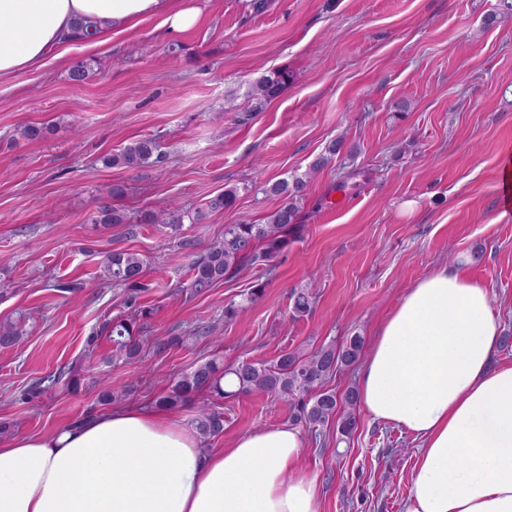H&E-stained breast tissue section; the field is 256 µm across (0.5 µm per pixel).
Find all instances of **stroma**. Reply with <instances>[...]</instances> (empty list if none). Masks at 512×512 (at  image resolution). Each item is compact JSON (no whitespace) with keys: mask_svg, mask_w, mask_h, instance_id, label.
<instances>
[{"mask_svg":"<svg viewBox=\"0 0 512 512\" xmlns=\"http://www.w3.org/2000/svg\"><path fill=\"white\" fill-rule=\"evenodd\" d=\"M186 2L200 17L183 32L149 18L107 48L74 43L61 59L0 79V320L28 318L24 340L0 347V441L110 411L106 380L135 383L121 403L144 407L212 358L270 364L354 335L373 342L407 288L476 252L464 272L494 296L512 333V208L498 190L512 146V17L484 25L499 0H266L260 12L251 0ZM89 59L92 75L71 81V66ZM278 69L291 75L287 90L249 112L250 80ZM26 125L43 136L21 138ZM142 137L155 140L159 162L103 166ZM339 137L340 155L310 173ZM306 173L301 234L271 262L187 297L192 262L225 225L262 223L281 204L264 185ZM115 185L124 193L113 199ZM231 187L234 205L204 223L175 231L140 221L164 201L201 209ZM107 202L131 224L93 223ZM119 251L145 259L136 289L103 281ZM306 285L314 307L293 316L290 292ZM258 286L262 297L248 301ZM232 303L245 309L228 320ZM143 309L141 360L112 361L106 325ZM68 368L77 387L43 384ZM216 406L224 431L211 448L291 421L267 394ZM358 419L345 439L332 421L303 432L324 512H403L418 442Z\"/></svg>","mask_w":512,"mask_h":512,"instance_id":"35a3bbf8","label":"stroma"}]
</instances>
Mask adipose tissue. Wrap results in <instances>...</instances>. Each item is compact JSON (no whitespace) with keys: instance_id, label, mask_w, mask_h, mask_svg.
Returning a JSON list of instances; mask_svg holds the SVG:
<instances>
[{"instance_id":"1","label":"adipose tissue","mask_w":512,"mask_h":512,"mask_svg":"<svg viewBox=\"0 0 512 512\" xmlns=\"http://www.w3.org/2000/svg\"><path fill=\"white\" fill-rule=\"evenodd\" d=\"M199 12L180 0H0V78L39 68L85 38ZM495 300L462 264L420 278L380 323L357 382L372 418L421 441L404 512H512V365ZM290 425L203 449L157 406L117 408L45 435L0 442V512H323Z\"/></svg>"}]
</instances>
